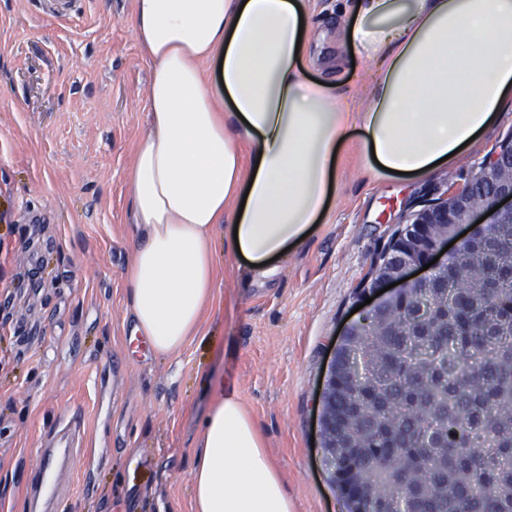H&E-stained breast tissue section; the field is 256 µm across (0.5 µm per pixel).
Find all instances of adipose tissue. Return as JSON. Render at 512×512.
Masks as SVG:
<instances>
[{"mask_svg":"<svg viewBox=\"0 0 512 512\" xmlns=\"http://www.w3.org/2000/svg\"><path fill=\"white\" fill-rule=\"evenodd\" d=\"M305 0H134L154 64L149 130L130 175L135 223L127 296L133 335L169 355L200 335L224 253L268 273L307 239L335 192L351 130L368 167L418 178L512 104V0H361L345 35L375 62L350 92L307 80L297 53ZM221 76L203 70L206 62ZM260 152L243 165L239 141ZM196 512H296L235 384L208 411L192 472Z\"/></svg>","mask_w":512,"mask_h":512,"instance_id":"obj_1","label":"adipose tissue"}]
</instances>
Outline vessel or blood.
Returning a JSON list of instances; mask_svg holds the SVG:
<instances>
[{"instance_id": "obj_1", "label": "vessel or blood", "mask_w": 512, "mask_h": 512, "mask_svg": "<svg viewBox=\"0 0 512 512\" xmlns=\"http://www.w3.org/2000/svg\"><path fill=\"white\" fill-rule=\"evenodd\" d=\"M84 428L82 412L66 410L41 432L39 465L26 485V512H59L66 499L79 503L89 485L87 473L79 469L91 454Z\"/></svg>"}]
</instances>
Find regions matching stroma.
Masks as SVG:
<instances>
[{
  "mask_svg": "<svg viewBox=\"0 0 512 512\" xmlns=\"http://www.w3.org/2000/svg\"><path fill=\"white\" fill-rule=\"evenodd\" d=\"M354 0H309L311 80L368 83L366 54L341 43ZM134 0H0V503L24 512L40 432L84 412L101 459L79 512H195L192 468L218 383L236 384L279 465L296 512H348L330 481L316 401L370 264L411 211L461 186L512 133V105L481 142L421 179H378L359 132L341 153L328 212L265 278L219 263L200 338L160 356L131 338L126 269L139 230L129 175L149 119L154 65ZM16 225L8 233V225ZM105 376L94 385L95 360Z\"/></svg>",
  "mask_w": 512,
  "mask_h": 512,
  "instance_id": "obj_1",
  "label": "stroma"
}]
</instances>
